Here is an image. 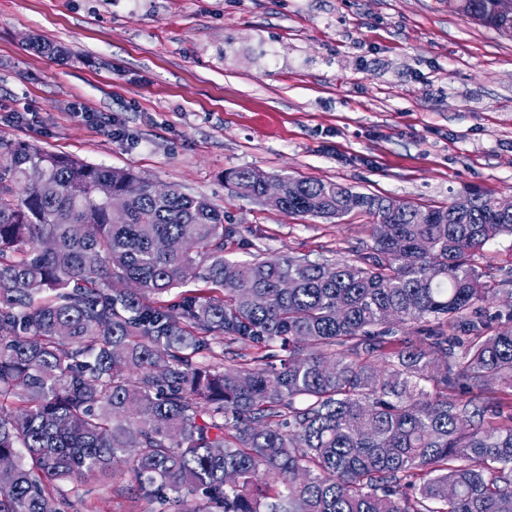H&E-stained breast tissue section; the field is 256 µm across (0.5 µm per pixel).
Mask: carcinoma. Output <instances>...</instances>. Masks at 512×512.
Masks as SVG:
<instances>
[{
	"label": "carcinoma",
	"instance_id": "cac0c4a2",
	"mask_svg": "<svg viewBox=\"0 0 512 512\" xmlns=\"http://www.w3.org/2000/svg\"><path fill=\"white\" fill-rule=\"evenodd\" d=\"M502 4L460 10L512 39ZM282 182L283 213L371 216L370 251L231 261L208 199L0 141V512H73L63 483L128 474L159 512H512V415L475 402L512 378V327L482 320L473 261L512 211ZM393 313L415 329L397 344ZM216 335L253 356L218 370Z\"/></svg>",
	"mask_w": 512,
	"mask_h": 512
}]
</instances>
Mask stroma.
I'll return each instance as SVG.
<instances>
[{
	"mask_svg": "<svg viewBox=\"0 0 512 512\" xmlns=\"http://www.w3.org/2000/svg\"><path fill=\"white\" fill-rule=\"evenodd\" d=\"M0 140L206 197L226 257L350 259L371 217L291 216L237 197L225 171L420 206L510 200L512 40L458 0H0ZM474 263L497 291L487 321L507 325L512 236ZM76 508L151 510L98 485Z\"/></svg>",
	"mask_w": 512,
	"mask_h": 512,
	"instance_id": "1",
	"label": "stroma"
}]
</instances>
